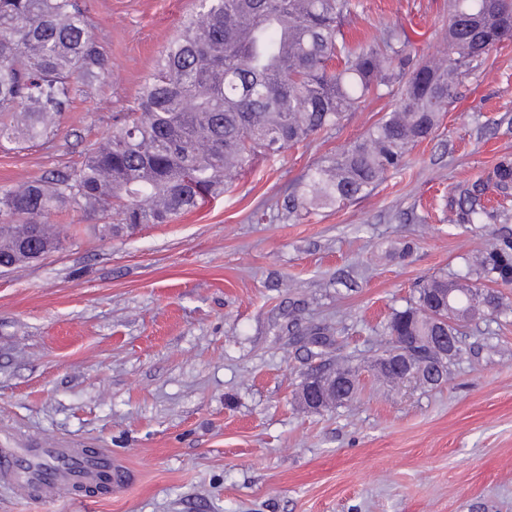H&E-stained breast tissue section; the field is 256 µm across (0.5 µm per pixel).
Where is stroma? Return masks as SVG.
I'll return each mask as SVG.
<instances>
[{
  "mask_svg": "<svg viewBox=\"0 0 512 512\" xmlns=\"http://www.w3.org/2000/svg\"><path fill=\"white\" fill-rule=\"evenodd\" d=\"M354 3V38L402 28L415 63L444 62L448 0ZM88 5L108 71L52 140L0 147V189L77 169L195 9ZM394 106L368 96L171 224L113 238L101 216L44 215L62 249L0 272V448H97L134 481L33 499L0 485V512H512V314L470 325L438 386L373 368L383 324L422 279L512 233V197L506 223L477 228L458 222L453 192L512 159V39L463 78L403 170L357 200L289 213L288 193ZM291 320L330 325L337 345L311 356ZM340 355L358 368L357 398L307 409L301 381Z\"/></svg>",
  "mask_w": 512,
  "mask_h": 512,
  "instance_id": "1",
  "label": "stroma"
}]
</instances>
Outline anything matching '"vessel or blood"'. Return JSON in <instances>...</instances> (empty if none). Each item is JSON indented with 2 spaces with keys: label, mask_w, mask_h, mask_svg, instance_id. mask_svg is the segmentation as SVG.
<instances>
[{
  "label": "vessel or blood",
  "mask_w": 512,
  "mask_h": 512,
  "mask_svg": "<svg viewBox=\"0 0 512 512\" xmlns=\"http://www.w3.org/2000/svg\"><path fill=\"white\" fill-rule=\"evenodd\" d=\"M77 448H0V483L8 486L21 499L59 488L97 483L100 475H107L114 489L124 488L129 482L126 467L111 457L82 464L76 469L46 466V459L58 456L76 458Z\"/></svg>",
  "instance_id": "obj_1"
}]
</instances>
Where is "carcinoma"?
Wrapping results in <instances>:
<instances>
[{
    "instance_id": "obj_1",
    "label": "carcinoma",
    "mask_w": 512,
    "mask_h": 512,
    "mask_svg": "<svg viewBox=\"0 0 512 512\" xmlns=\"http://www.w3.org/2000/svg\"><path fill=\"white\" fill-rule=\"evenodd\" d=\"M352 0H198L179 34L106 141L87 149L79 169L58 170L0 190V267L37 261L61 248L40 221L69 209L109 216L107 235L169 224L224 194L231 175L259 155L274 156L338 126L381 88L400 90L395 108L288 194L292 214L353 201L406 163L412 142L434 136L474 62L512 39V0H449L448 60L416 65L405 30L380 41L352 40L344 20ZM107 57L90 31L82 0H0V145L43 141L99 77ZM512 195V160L485 179L456 186L459 222L504 217L488 192ZM512 286V235L466 260V272L427 279L413 303L393 313L388 346L404 337L401 359L426 363L428 336H461L484 316L512 311L500 291ZM334 373L350 382L345 360Z\"/></svg>"
}]
</instances>
